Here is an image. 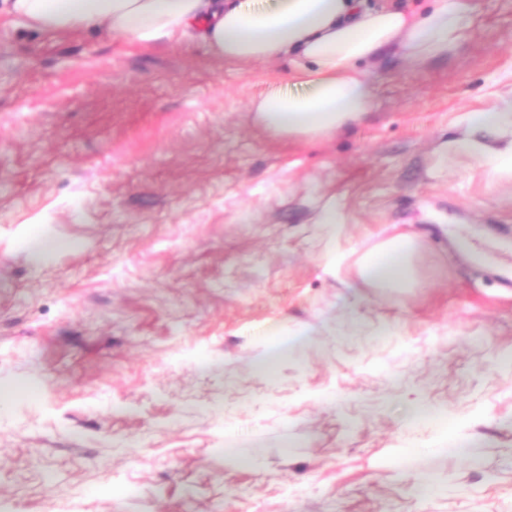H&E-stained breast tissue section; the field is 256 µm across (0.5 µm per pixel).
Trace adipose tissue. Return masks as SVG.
Masks as SVG:
<instances>
[{"label":"adipose tissue","instance_id":"ef3b65f1","mask_svg":"<svg viewBox=\"0 0 512 512\" xmlns=\"http://www.w3.org/2000/svg\"><path fill=\"white\" fill-rule=\"evenodd\" d=\"M10 13L48 33L96 26L150 46L195 35L208 53L246 67L288 60L284 84L251 102L255 122L279 138L317 140L365 120L374 88L364 69L392 48L412 64L444 58L472 24L474 0H431L421 12L368 0H7ZM468 133L442 154L466 155L495 178H512V100L467 113ZM492 143H485V136ZM416 242L393 234L365 254L360 275L381 288L416 283Z\"/></svg>","mask_w":512,"mask_h":512}]
</instances>
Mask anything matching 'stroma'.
Masks as SVG:
<instances>
[{
	"mask_svg": "<svg viewBox=\"0 0 512 512\" xmlns=\"http://www.w3.org/2000/svg\"><path fill=\"white\" fill-rule=\"evenodd\" d=\"M477 3L448 59L385 55L365 121L311 142L249 110L288 61L0 6L6 512H512V180L438 152L512 96V0ZM394 224L412 288L358 275ZM33 236L67 247L36 265ZM270 326L304 336L275 357ZM417 404L439 420L406 428Z\"/></svg>",
	"mask_w": 512,
	"mask_h": 512,
	"instance_id": "1",
	"label": "stroma"
}]
</instances>
